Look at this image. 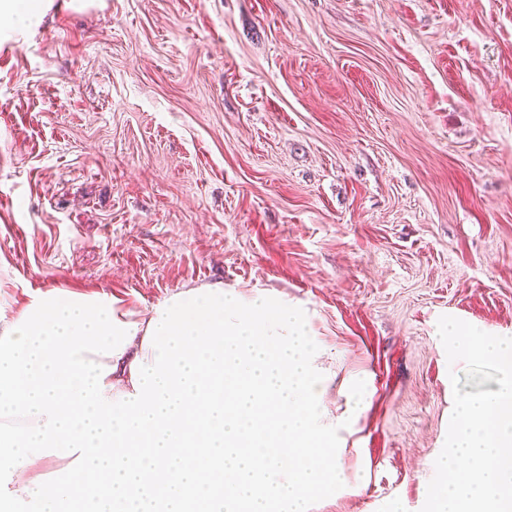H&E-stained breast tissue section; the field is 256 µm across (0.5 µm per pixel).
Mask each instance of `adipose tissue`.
I'll use <instances>...</instances> for the list:
<instances>
[{
  "label": "adipose tissue",
  "mask_w": 512,
  "mask_h": 512,
  "mask_svg": "<svg viewBox=\"0 0 512 512\" xmlns=\"http://www.w3.org/2000/svg\"><path fill=\"white\" fill-rule=\"evenodd\" d=\"M53 0H0V42L38 28ZM294 308L192 287L142 313L107 293L30 294L0 308V504L9 512H307L341 486L340 431L319 422L326 379ZM80 474L28 475L50 453ZM285 480L267 477L284 460Z\"/></svg>",
  "instance_id": "ef3b65f1"
}]
</instances>
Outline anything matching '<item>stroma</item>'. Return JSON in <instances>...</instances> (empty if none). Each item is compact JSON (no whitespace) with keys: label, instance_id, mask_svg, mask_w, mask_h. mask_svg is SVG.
Segmentation results:
<instances>
[{"label":"stroma","instance_id":"stroma-1","mask_svg":"<svg viewBox=\"0 0 512 512\" xmlns=\"http://www.w3.org/2000/svg\"><path fill=\"white\" fill-rule=\"evenodd\" d=\"M55 0L0 46V302L199 285L301 311L367 376L342 490L420 512L453 391L449 315L512 336V0Z\"/></svg>","mask_w":512,"mask_h":512}]
</instances>
